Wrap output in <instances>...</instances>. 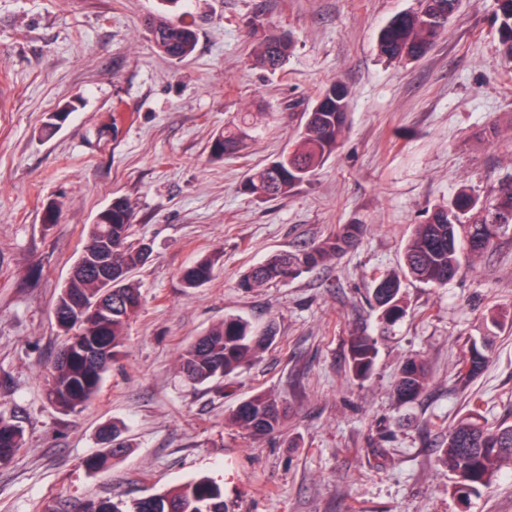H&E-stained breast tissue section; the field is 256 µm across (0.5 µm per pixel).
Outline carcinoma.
<instances>
[{
    "label": "carcinoma",
    "mask_w": 512,
    "mask_h": 512,
    "mask_svg": "<svg viewBox=\"0 0 512 512\" xmlns=\"http://www.w3.org/2000/svg\"><path fill=\"white\" fill-rule=\"evenodd\" d=\"M459 0H421L414 12L394 17L382 30L380 53L388 57L420 58L443 35L448 19ZM498 49L512 58V0H497ZM156 47L174 60L183 61L195 49L196 34L188 26L160 17L150 22ZM291 41L284 34L265 32L257 35L252 50L253 65L270 72L281 69L288 58ZM350 92L334 82L322 89L304 112L303 128L295 141L270 163L247 173L240 184L242 193L259 200L288 196L309 180L332 158L340 147L347 127ZM252 129L247 118L224 128L214 137L211 155L222 158L237 153ZM500 201L484 203L462 190L454 201L434 208L425 221L415 225L404 249L400 270L378 278L369 304L378 312L387 329L406 313L401 296L404 280L412 279L430 286H444L458 273L462 250L473 258L492 250L501 232L512 227V178L499 186ZM131 208L118 197L112 208L98 214L90 225L87 245L73 267L71 276L56 303L55 316L65 332V342L54 363L47 395L59 410L76 412L99 392L104 375L123 353L130 322L137 316L142 296L131 273L150 257L140 243L131 240ZM364 233L362 224H342L335 234L310 247L271 254L263 262L244 272L239 286L250 291L271 282L293 278L303 271L319 268L358 244ZM107 254L112 262V303L94 307L103 285L93 271L83 268L91 259ZM218 257L200 258L183 270L181 281L187 289L210 282ZM276 331L268 325L253 329L242 317H227L224 323L197 337L181 354V369L198 385L222 381L256 354L271 345ZM352 374L365 379L373 371L376 341L367 335L351 336L347 341ZM488 361V340L472 343L468 354L457 364V378L466 383L477 376ZM426 386V369L416 359L407 360L396 380L400 399H417ZM286 411L276 398L257 393L232 411L231 420L251 434H271L279 430ZM21 426L0 417V465L11 463L23 447ZM130 448L128 440L108 449L89 463L93 470ZM439 462L453 479L454 492L469 495L488 488L501 469L512 465V423L495 429L481 422L473 410L448 428ZM81 512H228L224 492L208 478L190 480L181 486L132 503L122 499L86 502Z\"/></svg>",
    "instance_id": "obj_1"
}]
</instances>
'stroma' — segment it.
Here are the masks:
<instances>
[{
  "instance_id": "obj_1",
  "label": "stroma",
  "mask_w": 512,
  "mask_h": 512,
  "mask_svg": "<svg viewBox=\"0 0 512 512\" xmlns=\"http://www.w3.org/2000/svg\"><path fill=\"white\" fill-rule=\"evenodd\" d=\"M420 0H0V412L25 445L0 466V512H75L94 498H142L206 475L229 512H512V465L487 489L461 497L441 468L450 424L477 409L512 423V232L442 288H403L407 308L378 335L367 298L375 276L397 269L413 225L461 189L493 199L512 177V58L497 49L496 0H461L439 42L414 60L380 56L396 14ZM190 25L193 55L154 46V15ZM288 33L284 69L253 68L254 36ZM351 91L336 155L288 197L240 192L246 171L296 137L319 90ZM75 109L53 137L47 115ZM248 116L242 154L211 156L213 137ZM126 198L135 239L152 254L133 275L143 306L124 355L98 395L66 414L48 399L62 345L54 319L86 229L113 198ZM62 205L58 223L47 203ZM366 228L338 259L246 292L253 264L333 234ZM219 253L213 279L185 291L180 273ZM229 315L277 336L256 361L220 384L194 386L183 349ZM377 335L374 369L352 376L346 340ZM491 334L489 361L469 383L456 367ZM428 369L414 402L393 396L401 363ZM288 407L284 428L247 435L229 419L250 395ZM131 446L93 473L103 425Z\"/></svg>"
}]
</instances>
